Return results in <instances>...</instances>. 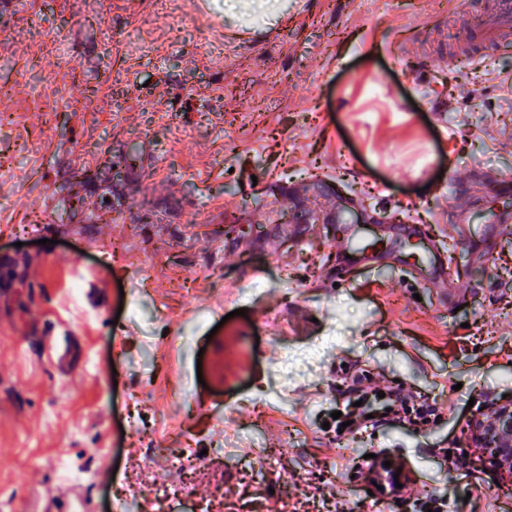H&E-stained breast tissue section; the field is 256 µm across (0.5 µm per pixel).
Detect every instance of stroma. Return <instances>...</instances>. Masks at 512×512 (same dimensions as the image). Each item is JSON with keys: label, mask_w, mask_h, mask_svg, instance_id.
Returning a JSON list of instances; mask_svg holds the SVG:
<instances>
[{"label": "stroma", "mask_w": 512, "mask_h": 512, "mask_svg": "<svg viewBox=\"0 0 512 512\" xmlns=\"http://www.w3.org/2000/svg\"><path fill=\"white\" fill-rule=\"evenodd\" d=\"M213 2L179 0L172 32L157 0H0V512H112L102 470L157 492L187 446L216 512H378L359 468L380 451L408 477L398 512H512L473 435L512 401V234L480 233L512 207L491 182L512 175V46L464 49L492 0L282 2L255 42ZM355 197L406 231L365 226L343 276L336 201ZM435 243L443 289L410 276ZM50 329L78 339L68 370ZM215 336L225 421L196 403ZM352 373L429 421L332 440Z\"/></svg>", "instance_id": "stroma-1"}]
</instances>
